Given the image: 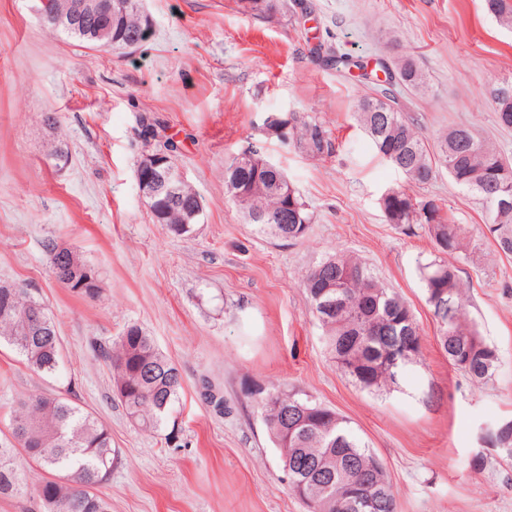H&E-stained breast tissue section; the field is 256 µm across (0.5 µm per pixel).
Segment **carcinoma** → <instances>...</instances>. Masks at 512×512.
Returning <instances> with one entry per match:
<instances>
[{"instance_id": "carcinoma-1", "label": "carcinoma", "mask_w": 512, "mask_h": 512, "mask_svg": "<svg viewBox=\"0 0 512 512\" xmlns=\"http://www.w3.org/2000/svg\"><path fill=\"white\" fill-rule=\"evenodd\" d=\"M75 0H58L60 22L47 28L89 49L124 50L129 44L144 46L153 36L142 0H124L122 11L99 14L77 25L67 21ZM245 13L260 16L275 10L276 0H240ZM497 19L512 21V0H484ZM338 69L366 66L345 54L327 58ZM392 89L364 97L357 119L376 151L412 183L426 185L446 171L456 185L474 194L485 207L487 229L497 247L512 254V163L492 143L468 126H456L433 142L404 115L395 102L394 88L421 91L425 82L413 58L404 57L392 71ZM498 124L512 128V82L489 89ZM265 133L282 143L293 139L298 149L312 155L329 153L326 130L315 121L292 123L286 115L264 120ZM227 197L245 219L264 235L285 241L305 238L313 224L308 205L288 175L270 162L261 147L251 145L224 165ZM294 218L285 223L259 220L256 214L279 213L283 206ZM381 207L391 224L423 228L438 256L419 266L427 303L437 322V341L448 361L472 382L483 384L494 374L498 356L472 324L466 311L465 289L454 265L445 255H467L461 227L445 216L433 199L418 200L400 188L387 190ZM194 191L187 185L170 200L167 231L188 236L198 223ZM50 267L56 280L79 295L93 298L99 288L78 289L85 272L95 271L72 248L48 246ZM312 315L320 323L338 368L360 388L389 392L399 385L403 370L418 361L423 337L413 312L403 298L354 256L336 254L307 271L303 278ZM38 308L43 322L25 327L28 310ZM0 339L21 355L36 374H52L62 359L61 337L42 302L26 288H15L10 302L0 299ZM95 351L110 364L113 391L130 423L155 430L176 399L181 381L177 368L162 353L152 336L137 325L127 327L109 345ZM270 439L281 450L283 471L292 493L309 512H395L396 496L385 469L372 471L370 484L388 491L384 506L369 504L376 490L368 489L364 501L354 502L351 492L374 455L352 432L347 421L313 396L281 386L254 397ZM24 458L45 473L36 483L18 463ZM116 449L108 427L68 399L32 393L18 398L8 432L0 431V497L30 496L39 512H112L111 503L95 489L112 475Z\"/></svg>"}]
</instances>
